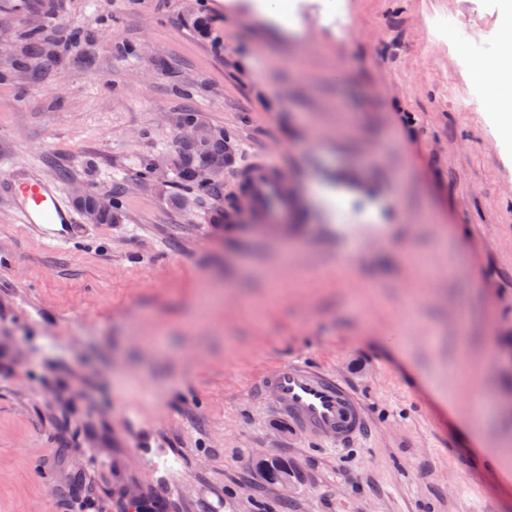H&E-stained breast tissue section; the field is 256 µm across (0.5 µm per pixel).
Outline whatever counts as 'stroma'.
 <instances>
[{"mask_svg": "<svg viewBox=\"0 0 512 512\" xmlns=\"http://www.w3.org/2000/svg\"><path fill=\"white\" fill-rule=\"evenodd\" d=\"M15 2L0 177L124 197L61 250L0 198V512H512V412L476 442L463 425L474 393L512 398V143L435 25L448 0H341L336 21L305 0L288 28L250 0ZM499 3L457 0L460 25L501 41ZM36 27L59 56L17 68ZM177 85L237 134L220 199L137 174L174 151ZM258 152L308 194L283 233L233 217ZM296 358L359 396L366 437L317 442L250 397ZM268 456L289 489L257 480ZM112 199H111V195ZM122 188L120 185L115 184L108 192H100L98 194V206L100 209H105L111 206L112 202V217L111 215H104L99 224H117L122 218Z\"/></svg>", "mask_w": 512, "mask_h": 512, "instance_id": "35a3bbf8", "label": "stroma"}]
</instances>
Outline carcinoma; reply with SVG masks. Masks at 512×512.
<instances>
[{
	"label": "carcinoma",
	"instance_id": "1",
	"mask_svg": "<svg viewBox=\"0 0 512 512\" xmlns=\"http://www.w3.org/2000/svg\"><path fill=\"white\" fill-rule=\"evenodd\" d=\"M29 46L27 54L40 57L50 47V42L43 36L41 29L30 30ZM211 138L199 147H193L185 151L177 148L172 156L174 177L185 183L200 197L220 198L224 194V184L214 180L207 183L200 182L196 173L205 168H214L224 165L227 157V148L235 140V133L222 127L211 128ZM112 195V215H104L101 218L103 224H116L122 218V188L115 184L109 190ZM256 467L264 469L267 480L279 482L284 474L289 471L288 462L279 458L261 459Z\"/></svg>",
	"mask_w": 512,
	"mask_h": 512
}]
</instances>
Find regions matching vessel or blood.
Wrapping results in <instances>:
<instances>
[{
    "label": "vessel or blood",
    "instance_id": "1",
    "mask_svg": "<svg viewBox=\"0 0 512 512\" xmlns=\"http://www.w3.org/2000/svg\"><path fill=\"white\" fill-rule=\"evenodd\" d=\"M0 195L19 223L30 225L54 246H66L84 236L74 211L58 186L35 167L12 170ZM237 185L260 228L280 231L288 225L301 198L280 163L270 156L239 167ZM251 389L272 411L298 431L331 443L360 438L368 427L363 404L335 375L303 359L279 363L254 377Z\"/></svg>",
    "mask_w": 512,
    "mask_h": 512
}]
</instances>
